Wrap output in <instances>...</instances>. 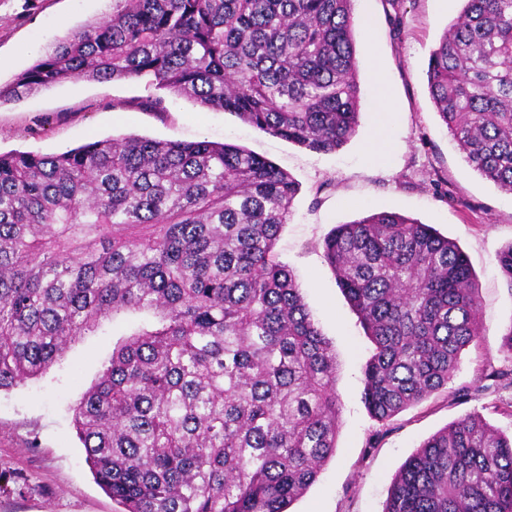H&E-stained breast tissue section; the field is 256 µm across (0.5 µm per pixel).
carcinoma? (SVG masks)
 Segmentation results:
<instances>
[{
	"instance_id": "1",
	"label": "carcinoma",
	"mask_w": 512,
	"mask_h": 512,
	"mask_svg": "<svg viewBox=\"0 0 512 512\" xmlns=\"http://www.w3.org/2000/svg\"><path fill=\"white\" fill-rule=\"evenodd\" d=\"M353 0H112L50 44L0 103L67 79L147 80L315 153L360 121ZM431 51L436 112L512 194V0H462ZM297 183L238 146L124 137L0 154V391L125 314L73 422L123 512H287L336 448L332 343L275 251ZM324 258L373 353L382 426L448 386L480 341L452 240L396 212L338 224ZM496 263L512 293V244ZM383 512H512V436L477 412L429 437Z\"/></svg>"
}]
</instances>
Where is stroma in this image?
I'll list each match as a JSON object with an SVG mask.
<instances>
[{"label":"stroma","instance_id":"obj_1","mask_svg":"<svg viewBox=\"0 0 512 512\" xmlns=\"http://www.w3.org/2000/svg\"><path fill=\"white\" fill-rule=\"evenodd\" d=\"M462 0H354L372 31L357 29L360 125L334 153H314L270 136L235 115L202 108L142 80L72 79L0 104V154H57L107 137L209 141L246 148L299 184L293 212L276 243L309 313L332 343L341 397L336 449L291 512H383L405 461L437 431L477 412L512 433V385L489 380L512 369L502 338L512 325V293L495 261L512 244V195L466 162L430 98L432 49L460 13ZM111 9L109 0H0V83L12 82L52 42ZM389 109L377 111L379 90ZM161 95L159 109L144 106ZM387 153L368 149L376 133ZM445 179L446 189L434 187ZM397 212L455 241L476 275L480 344L466 348L446 388L380 428L361 401L362 367L372 354L354 311L324 259L336 226ZM125 322L73 343L42 376L0 391V512H121L96 482L72 421V408L101 374Z\"/></svg>","mask_w":512,"mask_h":512}]
</instances>
